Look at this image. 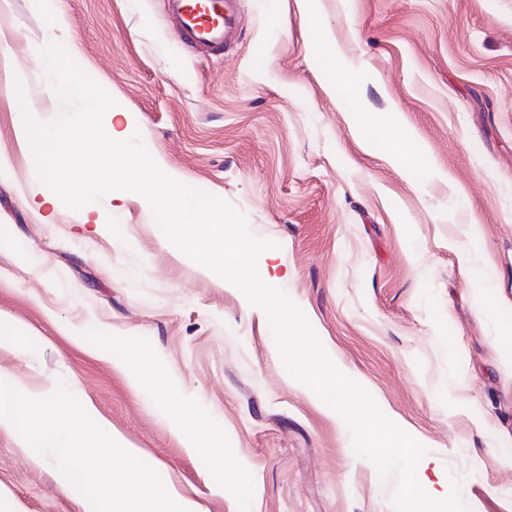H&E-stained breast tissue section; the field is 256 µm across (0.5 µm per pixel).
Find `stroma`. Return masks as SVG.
I'll return each mask as SVG.
<instances>
[{"mask_svg": "<svg viewBox=\"0 0 512 512\" xmlns=\"http://www.w3.org/2000/svg\"><path fill=\"white\" fill-rule=\"evenodd\" d=\"M57 3L60 28L37 0L0 9V310L25 329L0 372L65 384L201 512H392L394 479L288 374L264 311L173 247L144 198L47 183L51 223L23 205L36 176L19 129L90 113L127 126L115 154L152 158L276 242L259 272L426 447L436 490L512 512V360L484 311H512V0H242L217 56L183 44L164 0ZM67 45L61 84L40 58ZM88 207L101 225L82 223ZM114 336L167 369L168 401L110 360ZM188 413L236 463L223 486L181 443ZM23 445L0 430V512H85Z\"/></svg>", "mask_w": 512, "mask_h": 512, "instance_id": "obj_1", "label": "stroma"}]
</instances>
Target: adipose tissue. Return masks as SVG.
Instances as JSON below:
<instances>
[{"mask_svg": "<svg viewBox=\"0 0 512 512\" xmlns=\"http://www.w3.org/2000/svg\"><path fill=\"white\" fill-rule=\"evenodd\" d=\"M126 135V128L112 125L104 131L97 145L89 147L76 122H61L37 128L29 126L21 131L32 165L40 177L54 180L58 170L71 165V154L76 148L81 151L80 163L75 166L79 183H93L104 193L113 191L116 166L143 173V180L137 183L139 189L147 191L159 201L173 199L174 206L168 209L167 214L172 220L171 229L181 245L191 247L203 239L214 251L223 252V225L202 221L203 215L212 208L211 202L196 205L189 195L174 193L176 176L167 174L153 177L156 164L150 157H125L120 163H113L112 146L123 142ZM110 355L118 366L130 371L134 384H147L163 400L172 393L173 382L165 369L155 360L145 357L132 341L125 338L112 339Z\"/></svg>", "mask_w": 512, "mask_h": 512, "instance_id": "adipose-tissue-1", "label": "adipose tissue"}]
</instances>
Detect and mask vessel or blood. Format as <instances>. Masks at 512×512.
I'll list each match as a JSON object with an SVG mask.
<instances>
[{"label": "vessel or blood", "mask_w": 512, "mask_h": 512, "mask_svg": "<svg viewBox=\"0 0 512 512\" xmlns=\"http://www.w3.org/2000/svg\"><path fill=\"white\" fill-rule=\"evenodd\" d=\"M167 12L196 48L211 52L229 47L237 38V0H167Z\"/></svg>", "instance_id": "b4317fda"}]
</instances>
